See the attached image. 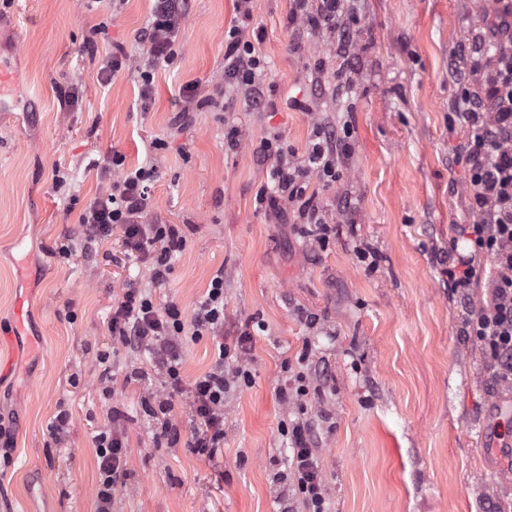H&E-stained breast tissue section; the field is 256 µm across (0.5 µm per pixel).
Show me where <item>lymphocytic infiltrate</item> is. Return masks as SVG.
<instances>
[{"instance_id":"1","label":"lymphocytic infiltrate","mask_w":512,"mask_h":512,"mask_svg":"<svg viewBox=\"0 0 512 512\" xmlns=\"http://www.w3.org/2000/svg\"><path fill=\"white\" fill-rule=\"evenodd\" d=\"M182 15L181 0H155L151 20L138 33V41L147 48L148 57L138 67L140 96L150 100L154 70L170 62ZM292 20L302 21L312 33H339L338 53L348 51L344 31L343 0H295ZM459 58L466 77L459 84L457 108L467 126L464 142L454 161L466 169L472 187V206L481 216L480 223L467 224L461 230L470 253H457L448 278L458 288L476 283L474 262L477 256L490 259L489 275L484 283L487 299L469 322V332L501 383L512 386V0H503L493 11L485 31L476 33ZM265 60L245 28L233 26L224 37V77L231 84L249 91L255 106L267 107L263 91ZM342 138L330 127L319 128L315 142L303 161H295L284 150L279 136L264 139L259 151L276 158L271 171L272 192L262 193L261 202L272 210L288 204L294 223L319 225L320 240H328L332 231L325 210L316 195L308 193L305 180L317 173L331 184L339 177L336 155ZM125 159L112 153L95 162L105 188L95 196L79 216L90 241L105 242L114 230H122L126 245L149 259V281L165 285L172 272L171 260L183 251L186 238L176 225L147 224L143 221L150 202L153 169H124ZM113 338L130 349L150 347L158 370L169 392H187L194 423L191 448L201 455L214 456L224 443V395L231 377L224 364L236 359L234 376L248 377L241 356L249 349L250 331H241L233 345H219L212 368L185 383L180 348L184 336L200 338L224 333V272L216 270L209 287L194 310L185 318L174 304L158 306L151 294L134 283H127L121 301L112 312ZM309 388L289 383L283 398L294 400L300 413L297 420L283 424L291 442L290 481L294 495L304 512H326L325 488L317 450L312 446L311 428L305 418ZM99 459L98 512H110L112 494L122 484L125 467V442L118 431L96 437Z\"/></svg>"}]
</instances>
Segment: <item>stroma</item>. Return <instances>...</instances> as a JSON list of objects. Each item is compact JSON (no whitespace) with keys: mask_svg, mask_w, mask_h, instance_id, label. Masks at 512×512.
Instances as JSON below:
<instances>
[{"mask_svg":"<svg viewBox=\"0 0 512 512\" xmlns=\"http://www.w3.org/2000/svg\"><path fill=\"white\" fill-rule=\"evenodd\" d=\"M293 0H185L177 54L155 73L143 108L135 70L103 81L113 47L134 36L152 0H0V56L21 103L0 111V512H96L95 437L127 441L125 483L112 512H282L287 436L298 417L285 380L304 374L308 417L331 512H512V388L490 371L466 322L481 288L448 285L461 228L477 223L454 153L453 54L483 27L491 0H347L351 51L329 33L289 23ZM257 36L267 62L256 108L224 80V35ZM352 79L338 95L336 72ZM203 106H189L192 94ZM190 119L174 123L182 109ZM344 130L340 178L306 181L336 232L318 243L257 197L274 159L257 152L280 135L303 160L317 125ZM238 126L237 149L224 128ZM158 149H151V142ZM119 152L153 166L146 221L186 237L158 304L185 317L224 272V339L247 328L248 382L224 396V445L194 453L188 396L174 398L177 439L145 402L165 391L148 348L108 329L126 281L148 287L147 264L121 230L86 248L79 215L104 188L89 164ZM63 181H56V174ZM23 315H16V308ZM109 354L112 380L99 381ZM68 412L62 433L49 426Z\"/></svg>","mask_w":512,"mask_h":512,"instance_id":"obj_1","label":"stroma"}]
</instances>
